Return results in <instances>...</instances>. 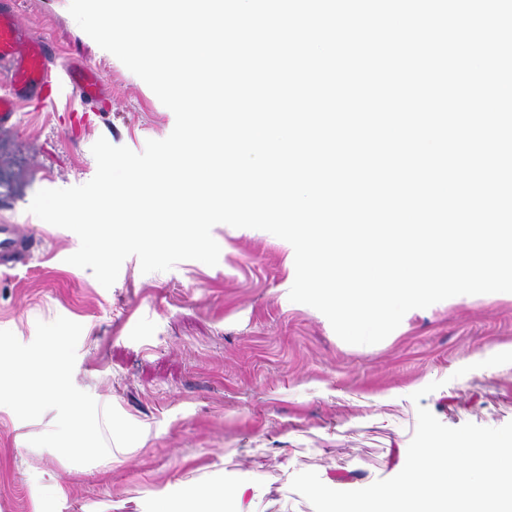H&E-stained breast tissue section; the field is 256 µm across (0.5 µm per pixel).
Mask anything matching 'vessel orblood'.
Instances as JSON below:
<instances>
[{
	"instance_id": "b4317fda",
	"label": "vessel or blood",
	"mask_w": 512,
	"mask_h": 512,
	"mask_svg": "<svg viewBox=\"0 0 512 512\" xmlns=\"http://www.w3.org/2000/svg\"><path fill=\"white\" fill-rule=\"evenodd\" d=\"M0 128H15L20 105L35 96L74 94L82 106L106 93L103 74L80 62L58 69L49 40L34 36L20 21L16 0H0ZM31 258V242L13 224H0V268L13 269Z\"/></svg>"
}]
</instances>
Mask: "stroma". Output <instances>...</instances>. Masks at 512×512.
I'll return each mask as SVG.
<instances>
[{"instance_id":"obj_1","label":"stroma","mask_w":512,"mask_h":512,"mask_svg":"<svg viewBox=\"0 0 512 512\" xmlns=\"http://www.w3.org/2000/svg\"><path fill=\"white\" fill-rule=\"evenodd\" d=\"M69 4L19 0V16L57 44L58 66L100 68L108 92L91 112L69 94L29 102L18 127L0 129V224L35 240L28 265L0 270V330L27 344L37 322L80 323L75 386L144 433L76 465L29 443L53 427L54 411L24 422L0 406V512H153L192 478L251 485L258 512H314L293 477L312 470L349 491L397 475L418 407L449 427L512 422V370L481 365L512 347V293L414 309L382 342L351 345L322 313L290 301L294 250L263 230L214 226V266L186 260L145 274L128 257L109 288L69 264L80 241L29 212L36 192L90 181L99 138L140 152L175 125ZM434 381L438 390L412 401Z\"/></svg>"}]
</instances>
